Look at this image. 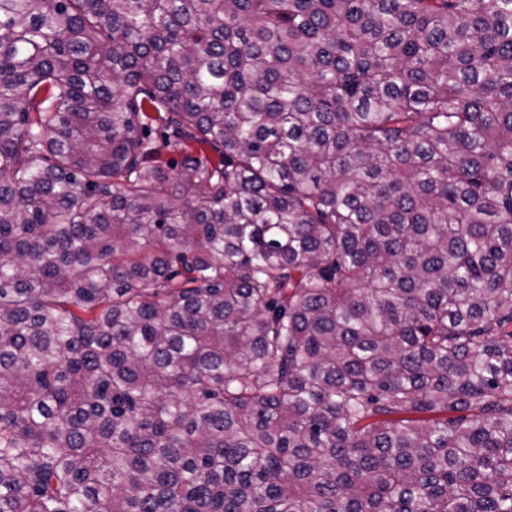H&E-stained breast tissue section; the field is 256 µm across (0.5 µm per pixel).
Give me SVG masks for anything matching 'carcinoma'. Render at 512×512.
I'll list each match as a JSON object with an SVG mask.
<instances>
[{"label":"carcinoma","instance_id":"obj_1","mask_svg":"<svg viewBox=\"0 0 512 512\" xmlns=\"http://www.w3.org/2000/svg\"><path fill=\"white\" fill-rule=\"evenodd\" d=\"M0 512H512V0H0Z\"/></svg>","mask_w":512,"mask_h":512}]
</instances>
